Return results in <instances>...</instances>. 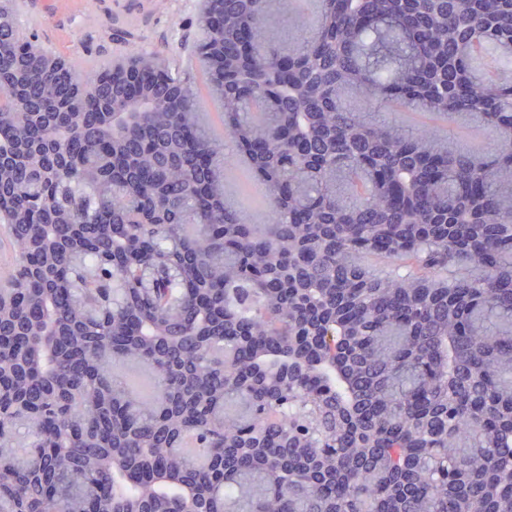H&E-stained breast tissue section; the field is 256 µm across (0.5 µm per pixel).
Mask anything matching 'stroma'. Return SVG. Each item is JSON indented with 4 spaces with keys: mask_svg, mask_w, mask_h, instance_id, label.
<instances>
[{
    "mask_svg": "<svg viewBox=\"0 0 512 512\" xmlns=\"http://www.w3.org/2000/svg\"><path fill=\"white\" fill-rule=\"evenodd\" d=\"M30 12L46 21L47 34L67 35L69 51L94 59L110 56L117 31L127 30L132 44L152 47L174 58L191 49L199 36L198 0H80L73 10L65 0H27Z\"/></svg>",
    "mask_w": 512,
    "mask_h": 512,
    "instance_id": "35a3bbf8",
    "label": "stroma"
}]
</instances>
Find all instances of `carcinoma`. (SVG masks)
<instances>
[{
	"instance_id": "carcinoma-1",
	"label": "carcinoma",
	"mask_w": 512,
	"mask_h": 512,
	"mask_svg": "<svg viewBox=\"0 0 512 512\" xmlns=\"http://www.w3.org/2000/svg\"><path fill=\"white\" fill-rule=\"evenodd\" d=\"M308 2L204 4L222 136L146 47L0 53V143L31 146L0 164V406L36 415L0 432V512H512V0L288 29ZM238 155L265 224L227 202ZM117 371L126 374L129 382L134 384L144 395L154 396V382L147 367L118 364Z\"/></svg>"
}]
</instances>
